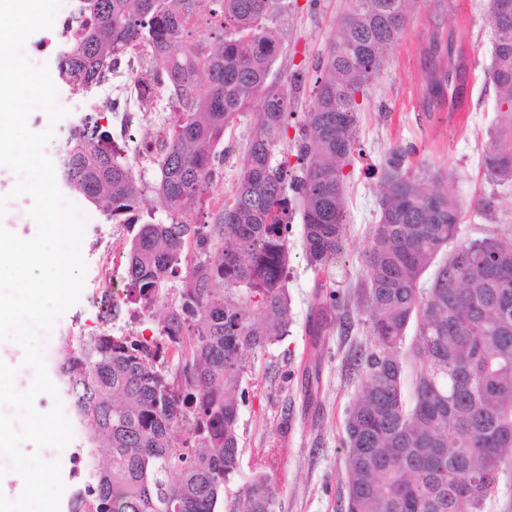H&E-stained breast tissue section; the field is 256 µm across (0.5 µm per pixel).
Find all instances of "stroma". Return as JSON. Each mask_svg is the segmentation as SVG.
<instances>
[{"instance_id": "stroma-1", "label": "stroma", "mask_w": 512, "mask_h": 512, "mask_svg": "<svg viewBox=\"0 0 512 512\" xmlns=\"http://www.w3.org/2000/svg\"><path fill=\"white\" fill-rule=\"evenodd\" d=\"M276 19L282 40L271 75L273 84L290 78L299 63L314 64L324 52L345 0H320L306 10V0H297ZM487 0H426L410 17L399 42L388 53L371 81L357 114L358 147L346 192V235L343 249L324 277L331 289L345 299L340 319L327 328L320 352H312L308 320L314 301L316 276L305 260L301 224H294L288 239V294L293 322L286 338L258 354L243 387L246 400L240 407V470L224 488L218 512L230 504L262 471L276 487L275 512H339L346 494L345 453L341 446L345 413L356 398L361 378L353 369L356 352L369 345L363 299V259L372 241L379 217L380 173L389 153L396 148H415L412 165L428 168L456 186L464 205L462 233L467 237L512 232V190L498 186L481 167L488 132L496 119L495 90L485 72L491 61L492 29ZM458 38L467 55V73L462 109L428 111L423 105L425 51L431 40ZM67 114L57 129L98 122L113 138L128 133L143 137L146 123L134 118L131 127H121L104 104L90 111L78 103L66 106ZM260 104L224 133V182L218 196L233 189L235 163L254 134ZM494 198L497 218L473 207L475 200ZM101 233L85 232L81 253L87 276L105 257L112 240L128 243L126 225L106 221L99 209L91 211ZM318 363V382L306 387L304 371L310 361Z\"/></svg>"}]
</instances>
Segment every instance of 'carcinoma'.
<instances>
[{"mask_svg":"<svg viewBox=\"0 0 512 512\" xmlns=\"http://www.w3.org/2000/svg\"><path fill=\"white\" fill-rule=\"evenodd\" d=\"M421 0H348L338 17L308 112L294 137L304 69L269 81L279 48L273 18L290 0H80L81 25L59 54L56 77L78 90L118 70L143 46V101L155 89L174 105L148 157V187L110 134L86 122L71 138L65 185L132 231L128 293L151 333L81 336L65 344L61 385L79 425L94 495L86 512H217L239 468L238 422L247 354L288 336V237L301 214L308 266L320 275L343 246L346 189L357 148L355 114L385 55ZM493 29L486 81L498 121L482 168L512 187V0H489ZM204 21L216 45L191 38ZM426 70L427 108L461 106L454 78L466 68L448 35ZM260 101L255 134L236 164L230 196L209 221L203 209L222 179L224 131ZM415 150H393L379 218L364 255L372 347L356 357L363 382L346 410L345 512H484L512 453V233L460 239L463 204L447 181L433 189ZM161 197L159 221L148 192ZM308 321L313 348L344 306L317 284ZM414 328V399L403 395L402 345ZM104 456H98L100 449ZM276 489L255 475L232 512H274Z\"/></svg>","mask_w":512,"mask_h":512,"instance_id":"cac0c4a2","label":"carcinoma"}]
</instances>
